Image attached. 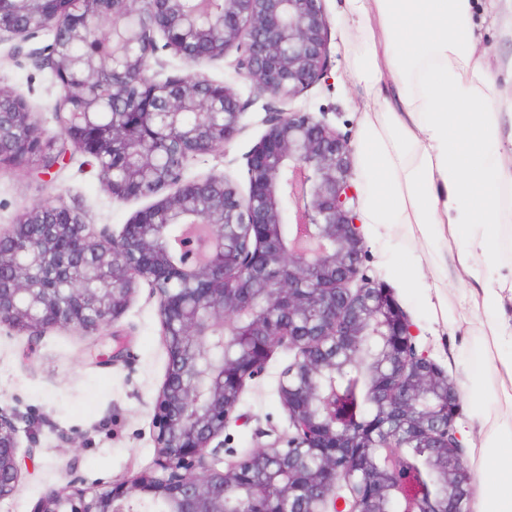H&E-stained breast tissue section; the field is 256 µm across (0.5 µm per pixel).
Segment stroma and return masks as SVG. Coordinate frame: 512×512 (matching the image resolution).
Wrapping results in <instances>:
<instances>
[{
  "mask_svg": "<svg viewBox=\"0 0 512 512\" xmlns=\"http://www.w3.org/2000/svg\"><path fill=\"white\" fill-rule=\"evenodd\" d=\"M476 54L490 66L512 56V33L493 17L499 0H474ZM342 0H323L330 22L328 70L319 83L289 102L294 111L326 119L348 140H355L362 116L364 91L348 76L352 51L346 44L340 21ZM44 34L0 41V88L22 97L48 135H58L53 119L61 88L42 62ZM233 56L203 63L202 73L229 86L249 108L245 129L224 151L194 154L184 165L186 179L216 172L225 174L247 192L245 154L259 141L260 123L269 99L257 95L249 80L239 77ZM152 197L113 200L103 189L95 167L80 153L68 155L64 164L48 173L29 166H0V230L9 229L18 217L36 204L78 205L89 230L110 225L120 231L137 211L151 205ZM367 249L364 269L376 284L387 288L396 303L417 326V344L448 375L460 392L461 414L457 428H464L472 408L492 401L496 381L491 368H483L477 391H469L465 373L485 347L484 327L471 318L449 325L445 309H458L463 283L447 268L425 266L427 282L441 286V309H430L419 291L410 288L399 268L402 255L420 250L439 251L444 244L434 239L418 241L409 227H402L387 244H378L371 227H364ZM123 345L127 362L99 365L96 352ZM294 354L277 349L264 375L250 382L238 411L243 422L224 433L225 447L243 455L256 447L259 433L287 437L288 415L279 396L283 370ZM167 354L161 338L157 302L147 284H140L115 328L89 335L73 329H52L38 339L0 329V405L16 409L27 424L19 432V456L25 464L15 495L0 502V512H32L44 491L81 478L85 487L98 490L113 480L134 474L155 455L151 418L153 403L163 383Z\"/></svg>",
  "mask_w": 512,
  "mask_h": 512,
  "instance_id": "35a3bbf8",
  "label": "stroma"
}]
</instances>
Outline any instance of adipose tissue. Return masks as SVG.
<instances>
[{
	"label": "adipose tissue",
	"mask_w": 512,
	"mask_h": 512,
	"mask_svg": "<svg viewBox=\"0 0 512 512\" xmlns=\"http://www.w3.org/2000/svg\"><path fill=\"white\" fill-rule=\"evenodd\" d=\"M472 0H343L341 19L357 41L349 75L368 92L356 140L368 182L359 221L381 238L409 225L420 238L440 230L433 262L465 275L467 312L483 319L499 403L477 405L480 460L491 475L477 512H512V265L484 270L502 250L505 194L512 189V89L475 55Z\"/></svg>",
	"instance_id": "obj_1"
}]
</instances>
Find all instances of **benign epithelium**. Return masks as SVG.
Segmentation results:
<instances>
[{"label":"benign epithelium","instance_id":"7a95c632","mask_svg":"<svg viewBox=\"0 0 512 512\" xmlns=\"http://www.w3.org/2000/svg\"><path fill=\"white\" fill-rule=\"evenodd\" d=\"M69 31L44 47L66 85L70 111L55 113L61 140L96 163L118 201L160 195L123 225L87 232L49 204L0 232V326L40 336L73 328L94 334L117 322L140 283L156 299L167 353L154 402L156 455L99 491L76 477L50 488L33 512H388L412 484L416 512H468L474 494L454 384L416 342L417 327L366 275L357 224L351 148L325 120L288 102L326 72L330 24L323 0H211L204 19L188 0H83ZM149 18L126 30L112 68L119 118L93 121L86 90L107 66L73 59L68 40L96 42L105 24ZM41 30L28 11L0 7V39ZM186 62L163 76L156 34ZM236 51L237 73L265 107V132L245 156L249 193L223 174L186 181L191 154L223 151L244 128L248 104L194 66ZM26 130L48 140L24 100L0 91V143ZM278 348L294 352L278 393L291 434L250 456H221L224 431L248 382ZM357 375L349 397L333 383ZM19 416L0 406V502L17 490ZM287 446H282V443ZM422 448L433 475L425 489L405 470L403 449Z\"/></svg>","mask_w":512,"mask_h":512}]
</instances>
